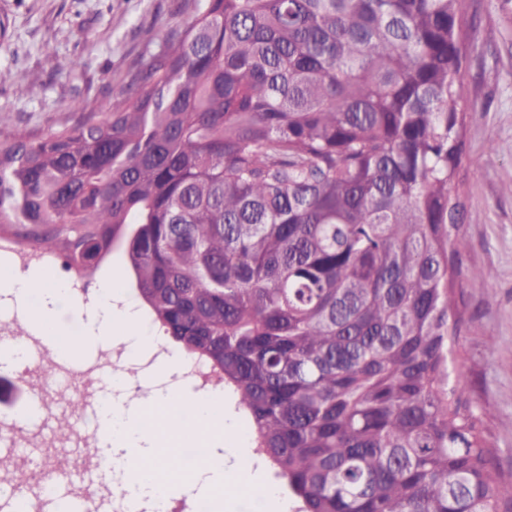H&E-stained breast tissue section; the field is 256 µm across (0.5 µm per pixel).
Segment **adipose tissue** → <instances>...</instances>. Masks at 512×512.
Returning <instances> with one entry per match:
<instances>
[{"label":"adipose tissue","mask_w":512,"mask_h":512,"mask_svg":"<svg viewBox=\"0 0 512 512\" xmlns=\"http://www.w3.org/2000/svg\"><path fill=\"white\" fill-rule=\"evenodd\" d=\"M0 289L19 296L37 298L31 318L37 328H44L56 306L63 304L67 293L63 286L47 283L45 277L30 272L18 273L0 281ZM85 345L105 341L124 346L129 356H137L150 343L135 306L119 314L98 315L87 324L79 338ZM183 360L181 352L161 360L147 379L153 388L146 400L130 403L123 397L105 401L98 412V435L104 448L106 468L121 473L126 503L130 512L148 506L163 512L168 499L176 494L212 495L214 512H223L228 500L223 490L234 487L235 474L230 460L247 456L245 448H225V438L237 435L235 420L224 416L221 393L199 394L156 388L157 376L177 370ZM200 428V439L208 453L192 483L177 481L166 472L165 459L177 456L184 434L183 423Z\"/></svg>","instance_id":"obj_1"}]
</instances>
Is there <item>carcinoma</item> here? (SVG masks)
<instances>
[{
  "label": "carcinoma",
  "mask_w": 512,
  "mask_h": 512,
  "mask_svg": "<svg viewBox=\"0 0 512 512\" xmlns=\"http://www.w3.org/2000/svg\"><path fill=\"white\" fill-rule=\"evenodd\" d=\"M192 8L96 113L0 120V238L92 274L116 247L159 334L252 421L295 512H499L450 371L466 0ZM70 417L77 402L59 395Z\"/></svg>",
  "instance_id": "obj_1"
}]
</instances>
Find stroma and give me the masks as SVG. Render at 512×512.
Instances as JSON below:
<instances>
[{"label":"stroma","mask_w":512,"mask_h":512,"mask_svg":"<svg viewBox=\"0 0 512 512\" xmlns=\"http://www.w3.org/2000/svg\"><path fill=\"white\" fill-rule=\"evenodd\" d=\"M461 73L465 154L459 177L474 191L461 223L464 266L484 283L457 289V364L469 402L512 477V0H467ZM192 12L170 0H0V115L21 131L77 120L71 104L106 112L120 75L180 34ZM83 58L82 71L70 69Z\"/></svg>","instance_id":"35a3bbf8"}]
</instances>
